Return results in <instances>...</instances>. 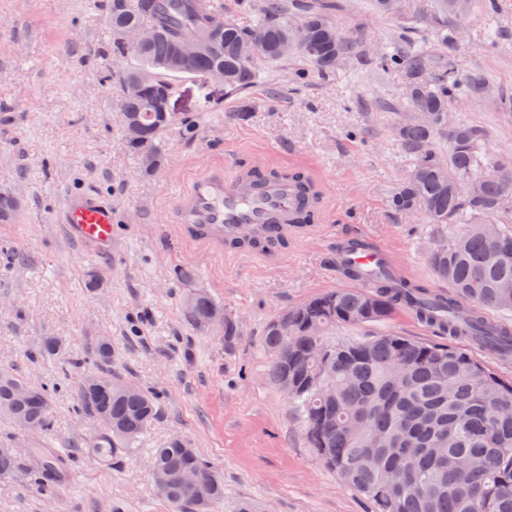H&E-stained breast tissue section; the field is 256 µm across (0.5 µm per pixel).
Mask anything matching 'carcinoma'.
Listing matches in <instances>:
<instances>
[{
  "label": "carcinoma",
  "instance_id": "cac0c4a2",
  "mask_svg": "<svg viewBox=\"0 0 512 512\" xmlns=\"http://www.w3.org/2000/svg\"><path fill=\"white\" fill-rule=\"evenodd\" d=\"M435 2L442 16L436 23L439 42L451 54L472 0ZM259 11L261 18L243 27L224 18V0H112L107 18L112 30L142 23L156 30L154 39L136 51L112 41V56L123 62L110 73L112 81L122 86L147 77L143 93L123 96L118 108L120 123L134 122L140 129L137 136L123 140L145 171L159 165L158 141L171 125L151 106L159 92H173L171 72L199 73L221 83L225 94L240 99L239 115L246 119L251 106L244 93L257 83L259 64L274 65L296 56L308 67L299 79L310 71L326 78L336 72V56L356 51V44L324 9L303 14L306 38L289 26L293 18L288 0H264ZM448 13L451 24L443 18ZM214 22L224 24V30L212 41ZM292 37L299 41L297 49L280 51V44ZM185 40H209L211 45L175 69L170 60ZM244 41L258 45L255 60L242 58ZM376 65L384 73L403 74L407 111L434 117L431 124L406 117L394 127L414 163L413 178L405 177L393 188L389 205L401 215L419 210L427 223L436 225L428 263L452 293L413 281L381 280L367 292L340 288L314 297L292 309L290 332L272 320L264 327L266 377L276 387L285 380L292 384L289 400L303 418L317 457L329 469L346 474L349 485L373 504L374 512H512L511 379L457 346L393 333L344 341L328 336L338 325L382 323L397 308L408 307L443 334L464 339L492 356L512 358V324L489 316L491 311L512 313V229L494 221L512 212L504 205V198L512 197V171L503 179L483 181L475 195L469 192L470 181L493 161L482 151L480 129L450 119V106L471 88L456 71L412 44L381 54ZM283 175L300 190L296 223H314L320 194L304 172L287 170ZM450 225L462 229L450 234ZM221 309L200 288L190 289L183 302L186 319L199 329L212 326V312ZM315 349L324 351V357L311 358ZM93 354L97 372L83 380L75 411L101 420L104 431L86 448L87 454L108 462L117 453L138 449L158 413L157 394L112 375V343L107 337L98 338ZM30 357L60 360L64 372L81 363L56 336L46 337ZM396 360L408 371L399 385L390 377ZM318 379L329 380L328 391L318 389ZM26 384L23 378L0 371V418L10 424L18 416L28 418L41 434L52 428L58 387L38 385L29 398L17 399L13 388ZM371 429L378 432L380 443L367 441ZM434 442L446 448L441 459L423 453ZM461 458L468 462L464 469L456 466ZM186 469L214 481L207 507H201L194 491L174 483L157 486L158 492L177 512H210L224 499L222 476L182 439L154 449L153 472L174 476ZM67 472L68 462L43 448L25 455L7 445L0 448V478L30 480L46 488Z\"/></svg>",
  "mask_w": 512,
  "mask_h": 512
}]
</instances>
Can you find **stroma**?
Segmentation results:
<instances>
[{
	"label": "stroma",
	"mask_w": 512,
	"mask_h": 512,
	"mask_svg": "<svg viewBox=\"0 0 512 512\" xmlns=\"http://www.w3.org/2000/svg\"><path fill=\"white\" fill-rule=\"evenodd\" d=\"M334 20L361 45L330 79L295 78L293 58L262 66L252 115L200 74H174L172 106L183 116L162 136L159 168L140 170L124 144L117 117L120 88L109 78V0H0V371L58 385L53 426L37 438L0 421V444L41 445L75 455L71 477L36 491L0 479V512H174L152 479L153 448L187 440L224 478L213 512H367L354 488L326 468L310 448L301 417L265 378L260 336L282 312L344 287L329 261L339 240L368 236L390 247L393 263L416 281L447 290L427 262L437 233L422 216L388 205L410 157L393 127L404 118V77L380 73L378 54L401 47V34L431 56L441 54L433 0H401L391 17L370 0H332ZM488 17L474 8L457 35L451 63L461 76L481 73L485 90L461 98L454 118L481 128L492 157L512 160V0ZM197 120L190 131L187 123ZM223 165L295 168L319 183L314 224L289 236L274 254L204 246L168 223L179 184L197 170ZM111 204L118 221L112 245L72 239L63 222L69 193ZM192 271L186 284L174 273ZM97 287H86L88 277ZM206 289L239 321L241 336L199 332L181 304L190 286ZM392 332L445 342V335L399 309L387 322L336 327V338ZM48 336L64 339L84 363L62 372L56 360L31 359ZM112 341V372L158 392L159 410L145 443L109 462L84 445L103 426L75 412L73 395L96 362L97 337Z\"/></svg>",
	"instance_id": "1"
}]
</instances>
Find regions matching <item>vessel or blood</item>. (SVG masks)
<instances>
[{
	"instance_id": "vessel-or-blood-1",
	"label": "vessel or blood",
	"mask_w": 512,
	"mask_h": 512,
	"mask_svg": "<svg viewBox=\"0 0 512 512\" xmlns=\"http://www.w3.org/2000/svg\"><path fill=\"white\" fill-rule=\"evenodd\" d=\"M259 174L260 185L246 192L238 177L225 176L223 166L194 173L171 205L170 223L181 225L190 237L217 247L249 231L264 233L272 241L279 239L284 234L283 221L298 207V193L273 169H260ZM65 222L80 240L100 245L112 240L113 211L92 197L71 195ZM386 258L382 246L371 243L354 249L345 243L336 252V267L342 270L355 265L371 270Z\"/></svg>"
}]
</instances>
